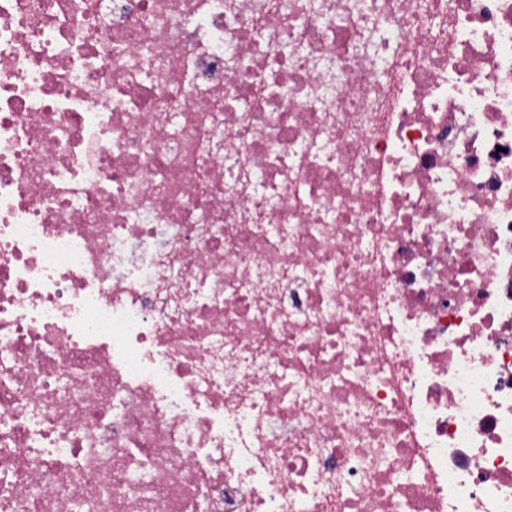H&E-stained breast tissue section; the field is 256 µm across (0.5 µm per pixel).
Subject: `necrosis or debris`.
Wrapping results in <instances>:
<instances>
[{"instance_id":"necrosis-or-debris-1","label":"necrosis or debris","mask_w":512,"mask_h":512,"mask_svg":"<svg viewBox=\"0 0 512 512\" xmlns=\"http://www.w3.org/2000/svg\"><path fill=\"white\" fill-rule=\"evenodd\" d=\"M512 512V0H0V512Z\"/></svg>"}]
</instances>
